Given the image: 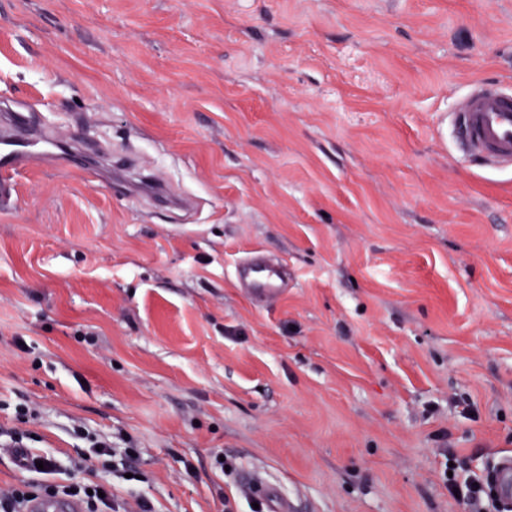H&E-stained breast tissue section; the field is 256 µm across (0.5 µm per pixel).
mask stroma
Masks as SVG:
<instances>
[{
  "instance_id": "1",
  "label": "stroma",
  "mask_w": 512,
  "mask_h": 512,
  "mask_svg": "<svg viewBox=\"0 0 512 512\" xmlns=\"http://www.w3.org/2000/svg\"><path fill=\"white\" fill-rule=\"evenodd\" d=\"M478 83L512 89V0H0V100L105 150L0 201V487L23 431L57 482L107 440L154 512H252L247 471L295 512H472L445 469L512 455V170L451 128ZM235 277L241 287L255 296L267 297L280 291L281 271L278 268L255 264H240Z\"/></svg>"
}]
</instances>
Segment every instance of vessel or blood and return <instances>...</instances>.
Returning a JSON list of instances; mask_svg holds the SVG:
<instances>
[{
    "label": "vessel or blood",
    "instance_id": "vessel-or-blood-1",
    "mask_svg": "<svg viewBox=\"0 0 512 512\" xmlns=\"http://www.w3.org/2000/svg\"><path fill=\"white\" fill-rule=\"evenodd\" d=\"M454 124L465 155L471 159L501 168L512 169V92L474 87L460 101L454 113ZM10 138L0 141V199L10 191V175L24 165L35 147L34 130L27 115H15ZM235 277L241 287L257 296L267 297L280 290L279 269L255 264L240 265ZM246 484L262 488L270 512H292V504L276 486L264 484L254 473L243 476ZM488 483L503 512H512V457L500 456L493 463ZM29 512H83L74 499L38 498L28 505Z\"/></svg>",
    "mask_w": 512,
    "mask_h": 512
}]
</instances>
